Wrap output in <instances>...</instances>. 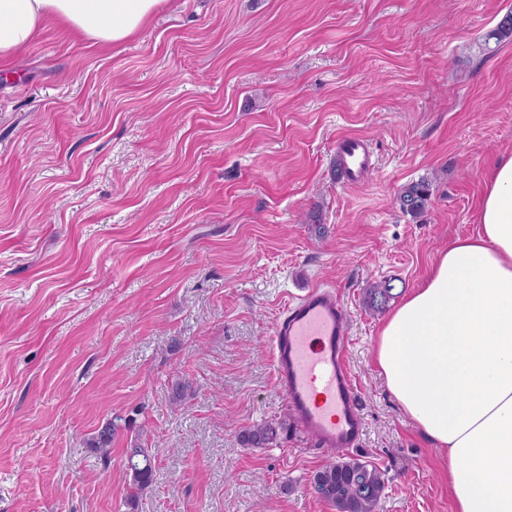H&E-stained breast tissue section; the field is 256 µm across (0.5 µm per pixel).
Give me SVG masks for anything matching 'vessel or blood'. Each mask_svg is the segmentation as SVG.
<instances>
[{"label": "vessel or blood", "mask_w": 512, "mask_h": 512, "mask_svg": "<svg viewBox=\"0 0 512 512\" xmlns=\"http://www.w3.org/2000/svg\"><path fill=\"white\" fill-rule=\"evenodd\" d=\"M346 184L362 182L374 168L371 145L349 134L336 141ZM349 323L332 287L319 285L287 302L275 322L272 349L276 383L296 427L323 451L358 447L363 419L348 362Z\"/></svg>", "instance_id": "vessel-or-blood-1"}]
</instances>
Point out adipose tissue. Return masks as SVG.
<instances>
[{"instance_id": "1", "label": "adipose tissue", "mask_w": 512, "mask_h": 512, "mask_svg": "<svg viewBox=\"0 0 512 512\" xmlns=\"http://www.w3.org/2000/svg\"><path fill=\"white\" fill-rule=\"evenodd\" d=\"M164 3L0 0V71L47 24L119 45ZM478 222L381 323L373 358L417 430L447 454L453 512H512V154L488 168Z\"/></svg>"}]
</instances>
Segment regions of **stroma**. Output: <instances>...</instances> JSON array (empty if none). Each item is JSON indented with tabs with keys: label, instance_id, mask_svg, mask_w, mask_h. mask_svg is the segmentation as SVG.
I'll list each match as a JSON object with an SVG mask.
<instances>
[{
	"label": "stroma",
	"instance_id": "obj_1",
	"mask_svg": "<svg viewBox=\"0 0 512 512\" xmlns=\"http://www.w3.org/2000/svg\"><path fill=\"white\" fill-rule=\"evenodd\" d=\"M512 0H167L104 48L46 26L0 76V512H335L344 456L385 475L379 512H451L448 460L373 361L384 319L478 230L512 153ZM376 166L336 174V140ZM433 181L419 219L400 189ZM334 286L364 421L351 452L295 431L270 349L292 297ZM195 395L176 405L172 381ZM109 461L89 442L110 419ZM284 422L276 444L240 430ZM153 481L128 499L125 450ZM336 161L342 169L344 182L349 185L361 183L375 166L369 141L354 134L336 140ZM390 281L384 280L371 285L366 291L367 306L373 311H380L392 297Z\"/></svg>",
	"mask_w": 512,
	"mask_h": 512
}]
</instances>
